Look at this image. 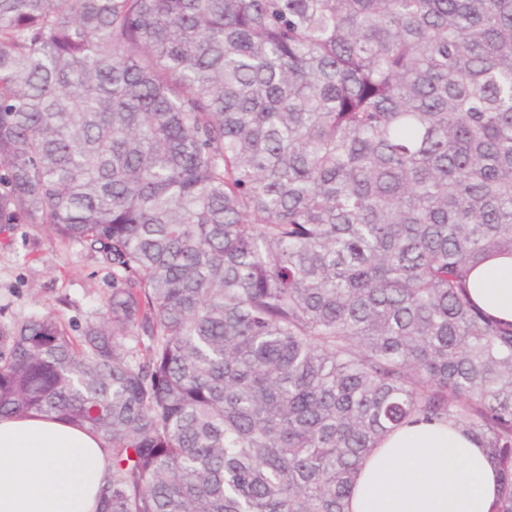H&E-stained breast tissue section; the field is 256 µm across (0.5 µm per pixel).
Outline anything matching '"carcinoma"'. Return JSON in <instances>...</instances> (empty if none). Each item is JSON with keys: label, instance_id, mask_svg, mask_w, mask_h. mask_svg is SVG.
<instances>
[{"label": "carcinoma", "instance_id": "obj_1", "mask_svg": "<svg viewBox=\"0 0 512 512\" xmlns=\"http://www.w3.org/2000/svg\"><path fill=\"white\" fill-rule=\"evenodd\" d=\"M112 266L0 326V416L109 443L98 512H348L446 422L512 512V0H0V240ZM472 299L487 313L512 321V257H493L473 272Z\"/></svg>", "mask_w": 512, "mask_h": 512}]
</instances>
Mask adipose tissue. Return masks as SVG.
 I'll use <instances>...</instances> for the list:
<instances>
[{"instance_id": "adipose-tissue-1", "label": "adipose tissue", "mask_w": 512, "mask_h": 512, "mask_svg": "<svg viewBox=\"0 0 512 512\" xmlns=\"http://www.w3.org/2000/svg\"><path fill=\"white\" fill-rule=\"evenodd\" d=\"M472 299L512 321V257L473 273ZM112 473L107 442L70 421L32 412L0 416V512H96ZM499 480L482 448L442 422L389 433L366 457L349 512H494Z\"/></svg>"}]
</instances>
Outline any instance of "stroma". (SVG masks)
Listing matches in <instances>:
<instances>
[{"label":"stroma","mask_w":512,"mask_h":512,"mask_svg":"<svg viewBox=\"0 0 512 512\" xmlns=\"http://www.w3.org/2000/svg\"><path fill=\"white\" fill-rule=\"evenodd\" d=\"M111 294V267L47 228L15 225L10 244H0V324L50 311L78 337Z\"/></svg>","instance_id":"35a3bbf8"}]
</instances>
